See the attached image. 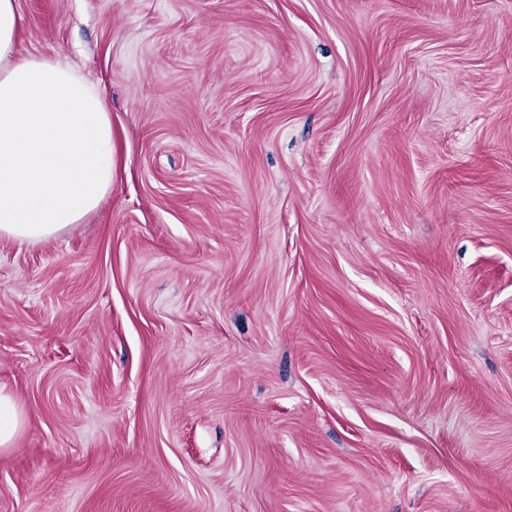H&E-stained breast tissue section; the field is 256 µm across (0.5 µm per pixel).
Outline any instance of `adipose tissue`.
<instances>
[{
  "mask_svg": "<svg viewBox=\"0 0 512 512\" xmlns=\"http://www.w3.org/2000/svg\"><path fill=\"white\" fill-rule=\"evenodd\" d=\"M18 0H0V237L38 242L82 223L112 188L100 91L71 67L17 57Z\"/></svg>",
  "mask_w": 512,
  "mask_h": 512,
  "instance_id": "1",
  "label": "adipose tissue"
}]
</instances>
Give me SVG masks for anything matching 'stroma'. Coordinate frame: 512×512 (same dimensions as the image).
Segmentation results:
<instances>
[{
  "instance_id": "35a3bbf8",
  "label": "stroma",
  "mask_w": 512,
  "mask_h": 512,
  "mask_svg": "<svg viewBox=\"0 0 512 512\" xmlns=\"http://www.w3.org/2000/svg\"><path fill=\"white\" fill-rule=\"evenodd\" d=\"M100 208L0 238V512H512V0H19ZM23 419V413L12 396L0 388V447H8L21 427Z\"/></svg>"
}]
</instances>
